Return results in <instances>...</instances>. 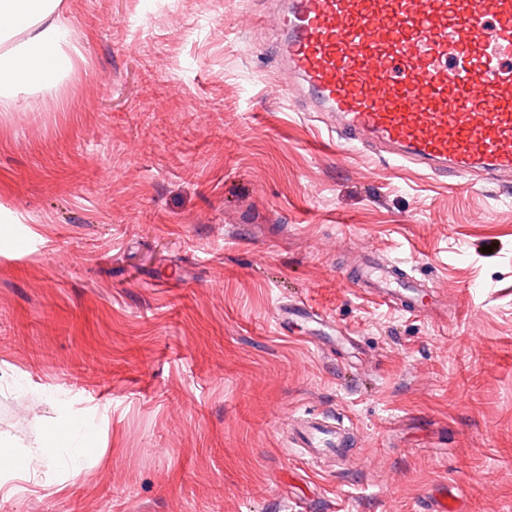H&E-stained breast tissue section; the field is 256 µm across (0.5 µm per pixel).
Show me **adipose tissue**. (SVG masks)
<instances>
[{"label":"adipose tissue","instance_id":"1","mask_svg":"<svg viewBox=\"0 0 512 512\" xmlns=\"http://www.w3.org/2000/svg\"><path fill=\"white\" fill-rule=\"evenodd\" d=\"M11 20L0 32V106L18 93L53 89L71 71L66 50L63 0H0V16ZM46 438L22 454L0 451V474H25L46 462L68 432L46 427Z\"/></svg>","mask_w":512,"mask_h":512}]
</instances>
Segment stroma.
Returning <instances> with one entry per match:
<instances>
[{
    "label": "stroma",
    "mask_w": 512,
    "mask_h": 512,
    "mask_svg": "<svg viewBox=\"0 0 512 512\" xmlns=\"http://www.w3.org/2000/svg\"><path fill=\"white\" fill-rule=\"evenodd\" d=\"M74 67L0 112V450L93 428L0 512H512V203L349 150L275 91L271 0H66ZM37 244L19 253L20 236ZM378 251L440 295L358 291ZM303 299L328 316L281 325ZM352 421L345 470L298 417Z\"/></svg>",
    "instance_id": "35a3bbf8"
}]
</instances>
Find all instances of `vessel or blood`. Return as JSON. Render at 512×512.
Instances as JSON below:
<instances>
[{
    "label": "vessel or blood",
    "instance_id": "obj_1",
    "mask_svg": "<svg viewBox=\"0 0 512 512\" xmlns=\"http://www.w3.org/2000/svg\"><path fill=\"white\" fill-rule=\"evenodd\" d=\"M279 95L307 98L352 148L394 166L447 173L453 186L512 185V0H278L267 20ZM364 293L419 315L434 291L390 262ZM341 423L306 415L291 427L302 460H347Z\"/></svg>",
    "mask_w": 512,
    "mask_h": 512
}]
</instances>
